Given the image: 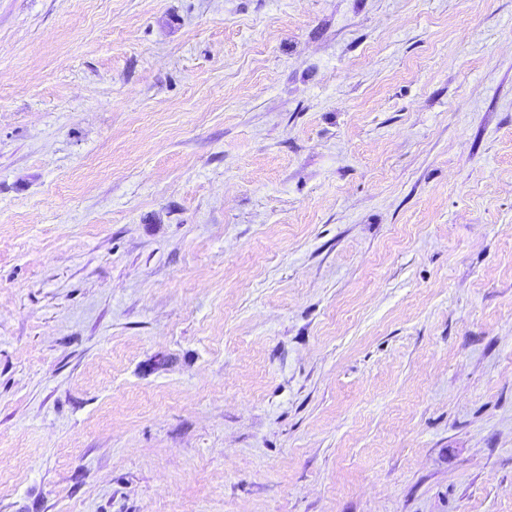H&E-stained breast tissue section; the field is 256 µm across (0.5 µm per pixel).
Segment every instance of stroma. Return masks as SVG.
<instances>
[{
  "instance_id": "obj_1",
  "label": "stroma",
  "mask_w": 512,
  "mask_h": 512,
  "mask_svg": "<svg viewBox=\"0 0 512 512\" xmlns=\"http://www.w3.org/2000/svg\"><path fill=\"white\" fill-rule=\"evenodd\" d=\"M0 512H512V0H0Z\"/></svg>"
}]
</instances>
